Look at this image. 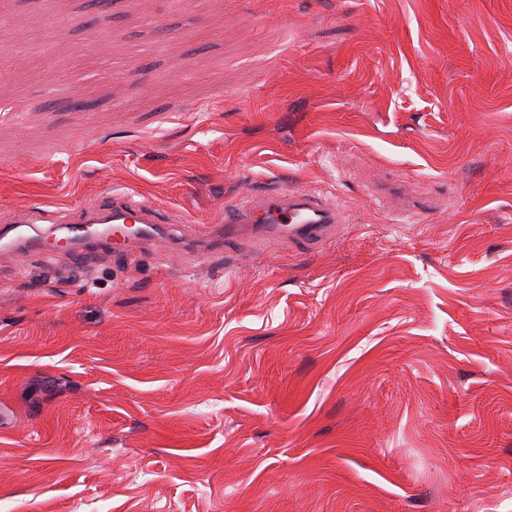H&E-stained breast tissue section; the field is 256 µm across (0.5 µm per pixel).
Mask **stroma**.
Instances as JSON below:
<instances>
[{"label":"stroma","mask_w":512,"mask_h":512,"mask_svg":"<svg viewBox=\"0 0 512 512\" xmlns=\"http://www.w3.org/2000/svg\"><path fill=\"white\" fill-rule=\"evenodd\" d=\"M10 4L0 211L181 221L0 252V512H512V0ZM271 182L342 237L177 247ZM0 248L4 252L21 253L36 250L49 262L60 251V244H77L114 256H127L158 238V225L167 224L154 202L135 199L129 192H112L103 200L84 203L77 210L50 211L34 203L27 209L4 219L1 216ZM34 224H63L56 231L39 232ZM77 225H85L79 228Z\"/></svg>","instance_id":"obj_1"}]
</instances>
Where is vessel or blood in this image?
I'll return each mask as SVG.
<instances>
[{
    "mask_svg": "<svg viewBox=\"0 0 512 512\" xmlns=\"http://www.w3.org/2000/svg\"><path fill=\"white\" fill-rule=\"evenodd\" d=\"M164 218L154 202L121 191L75 210L52 211L35 203L0 221V250L21 253L35 250L54 260L59 245H82L116 256H126L158 238ZM347 218L342 210L312 191H294L279 185L251 188L228 201L219 223L205 225L207 240L237 237L250 228L268 239L327 246L339 236ZM61 225L63 235L49 232Z\"/></svg>",
    "mask_w": 512,
    "mask_h": 512,
    "instance_id": "obj_1",
    "label": "vessel or blood"
}]
</instances>
